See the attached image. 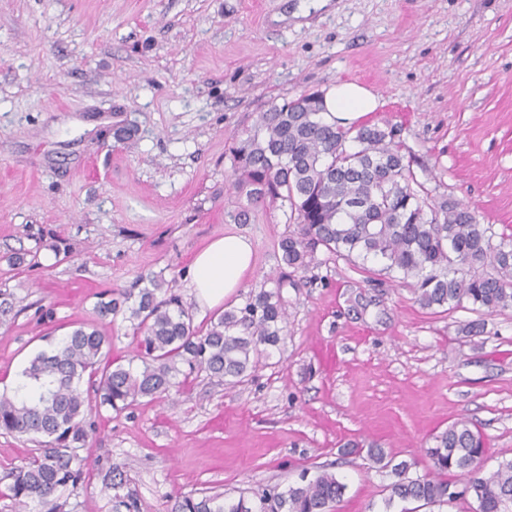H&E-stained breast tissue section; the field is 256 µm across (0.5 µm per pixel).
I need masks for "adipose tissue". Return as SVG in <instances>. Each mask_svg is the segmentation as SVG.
Instances as JSON below:
<instances>
[{
    "label": "adipose tissue",
    "instance_id": "1",
    "mask_svg": "<svg viewBox=\"0 0 512 512\" xmlns=\"http://www.w3.org/2000/svg\"><path fill=\"white\" fill-rule=\"evenodd\" d=\"M323 102L327 120L351 130L379 105L376 94L351 82L327 90ZM253 257V243L242 234L215 238L199 250L188 268L189 286L198 306L204 310L221 306L243 288Z\"/></svg>",
    "mask_w": 512,
    "mask_h": 512
}]
</instances>
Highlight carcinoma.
I'll use <instances>...</instances> for the list:
<instances>
[{
    "label": "carcinoma",
    "instance_id": "1",
    "mask_svg": "<svg viewBox=\"0 0 512 512\" xmlns=\"http://www.w3.org/2000/svg\"><path fill=\"white\" fill-rule=\"evenodd\" d=\"M322 110L321 95L302 93L271 105L254 128L233 136L232 187L246 198L235 219L244 223L251 206L279 200L286 223L296 225L279 241L281 260L290 267L307 268L323 249L402 275L427 309L468 302L491 315L512 308V243L492 244L491 228L478 224L468 204L428 196L401 152V128L366 123L351 132L326 122ZM174 287L172 280L148 276L107 292L95 306L101 320L126 316L135 341L132 360L142 367L112 365L107 337L82 323L28 361L13 394L0 395V431L38 445V454L11 472L7 497L14 504L36 500L47 512H60L58 491L83 481L89 463L74 450L91 429L84 377L95 379L99 404L121 412L142 398L168 394L180 364L190 374L201 371L235 385L285 339L288 312L278 288L249 295L244 307L224 311L202 331ZM435 441L426 449L431 472L416 477L408 476V462L393 465L381 449H367L371 461L391 467L395 476L386 506L396 499L443 505L468 495L472 512H512V460L484 470V435L463 418ZM345 489L323 471L284 490L266 489L252 501L184 496L173 512H334Z\"/></svg>",
    "mask_w": 512,
    "mask_h": 512
}]
</instances>
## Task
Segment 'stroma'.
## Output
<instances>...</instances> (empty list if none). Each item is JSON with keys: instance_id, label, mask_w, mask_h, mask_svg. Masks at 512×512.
I'll return each instance as SVG.
<instances>
[{"instance_id": "stroma-1", "label": "stroma", "mask_w": 512, "mask_h": 512, "mask_svg": "<svg viewBox=\"0 0 512 512\" xmlns=\"http://www.w3.org/2000/svg\"><path fill=\"white\" fill-rule=\"evenodd\" d=\"M302 3L0 0V394L43 334L96 320L101 292L146 274L207 326L187 269L226 233L252 240L254 269L225 308L286 282L285 340L244 382L196 372L167 398L92 412L78 450L92 466L61 512H170L190 492L235 499L323 471L346 486L339 512H403L384 504L390 469L346 442L416 477L460 418L488 439L484 470L512 459V308L426 309L377 265L324 252L288 268L280 205L233 221L246 199L229 152L271 104L354 82L379 98L368 122L401 126L430 194L512 240V0H332L300 25ZM18 252L28 264H9Z\"/></svg>"}]
</instances>
